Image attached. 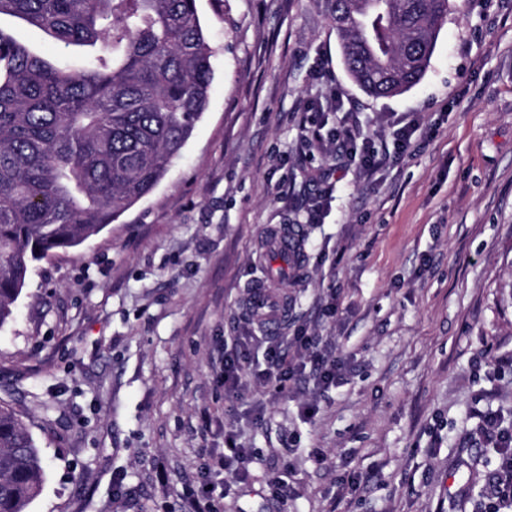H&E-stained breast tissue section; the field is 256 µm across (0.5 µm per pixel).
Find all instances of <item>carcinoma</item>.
I'll return each instance as SVG.
<instances>
[{"mask_svg":"<svg viewBox=\"0 0 512 512\" xmlns=\"http://www.w3.org/2000/svg\"><path fill=\"white\" fill-rule=\"evenodd\" d=\"M345 69L374 98L424 76L450 0H323ZM83 51L53 62L0 30V327L33 263L153 191L208 105L196 0H0V17ZM46 465L0 403V512H28Z\"/></svg>","mask_w":512,"mask_h":512,"instance_id":"obj_1","label":"carcinoma"}]
</instances>
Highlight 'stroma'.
Returning a JSON list of instances; mask_svg holds the SVG:
<instances>
[{"mask_svg": "<svg viewBox=\"0 0 512 512\" xmlns=\"http://www.w3.org/2000/svg\"><path fill=\"white\" fill-rule=\"evenodd\" d=\"M208 109L155 189L31 269L0 327V400L48 462L28 512H475L496 457L478 413L512 415V0H453L419 84L374 99L347 76L321 0H197ZM379 151L372 178L310 145L332 91ZM335 165L328 181L321 168ZM331 192L317 224L311 199ZM294 226L300 273L270 233ZM288 295L279 333L338 359L284 394L224 390L253 284ZM335 298L337 313L324 306ZM318 412L304 418L302 410ZM257 456L225 489L224 432ZM402 120L393 121L390 128L393 129L391 134L393 137L394 154L398 156L404 155L411 145V138L416 130L420 128V123L409 121L403 125Z\"/></svg>", "mask_w": 512, "mask_h": 512, "instance_id": "1", "label": "stroma"}]
</instances>
